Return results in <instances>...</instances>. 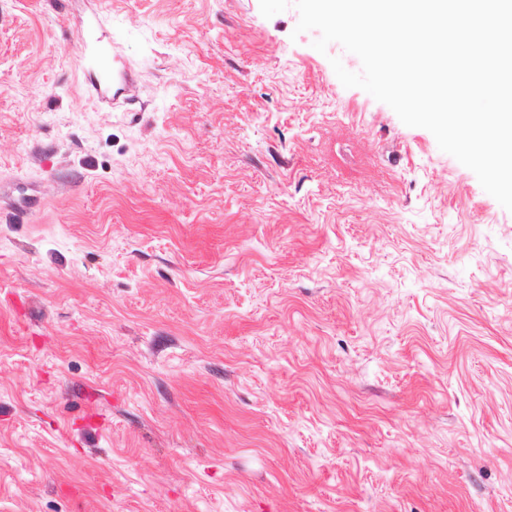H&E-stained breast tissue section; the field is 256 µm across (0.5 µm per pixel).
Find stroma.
<instances>
[{
	"mask_svg": "<svg viewBox=\"0 0 512 512\" xmlns=\"http://www.w3.org/2000/svg\"><path fill=\"white\" fill-rule=\"evenodd\" d=\"M298 20L0 0V512H512V212Z\"/></svg>",
	"mask_w": 512,
	"mask_h": 512,
	"instance_id": "stroma-1",
	"label": "stroma"
}]
</instances>
